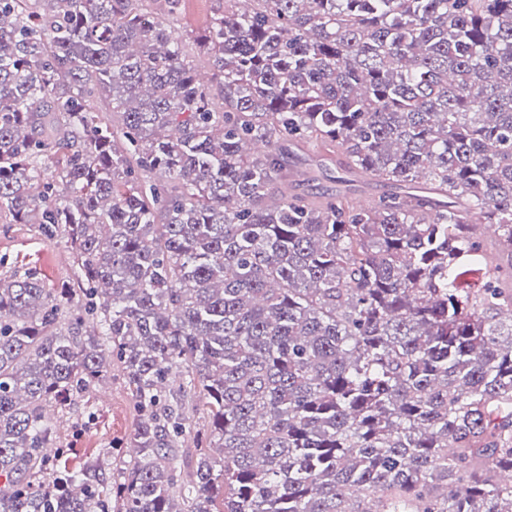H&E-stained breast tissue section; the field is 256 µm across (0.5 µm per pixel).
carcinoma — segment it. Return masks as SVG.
<instances>
[{"label":"carcinoma","instance_id":"cac0c4a2","mask_svg":"<svg viewBox=\"0 0 512 512\" xmlns=\"http://www.w3.org/2000/svg\"><path fill=\"white\" fill-rule=\"evenodd\" d=\"M179 2L0 0V212L74 264L0 276V512H512V0ZM114 364L135 453L62 472ZM217 7L216 0H182L173 28L179 34L201 32Z\"/></svg>","mask_w":512,"mask_h":512}]
</instances>
